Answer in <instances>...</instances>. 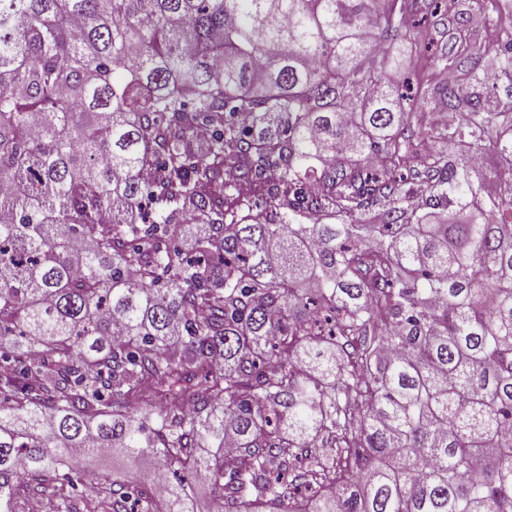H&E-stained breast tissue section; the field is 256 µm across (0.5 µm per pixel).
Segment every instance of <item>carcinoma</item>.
<instances>
[{"label":"carcinoma","instance_id":"obj_1","mask_svg":"<svg viewBox=\"0 0 512 512\" xmlns=\"http://www.w3.org/2000/svg\"><path fill=\"white\" fill-rule=\"evenodd\" d=\"M412 16L0 0V512H78L64 463L102 448L221 512H512V112L438 88L456 118L416 194ZM488 66L512 83V35ZM97 485L196 512L181 481Z\"/></svg>","mask_w":512,"mask_h":512}]
</instances>
